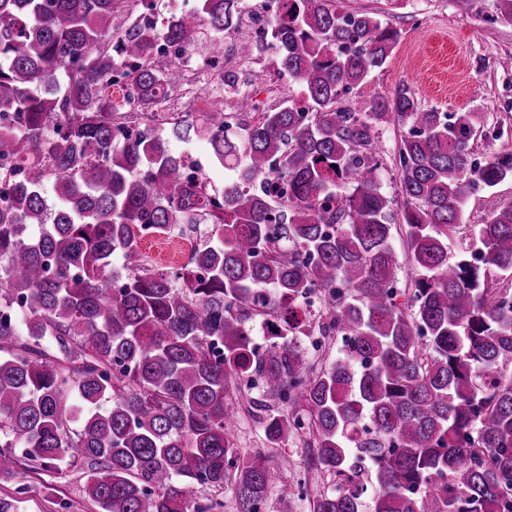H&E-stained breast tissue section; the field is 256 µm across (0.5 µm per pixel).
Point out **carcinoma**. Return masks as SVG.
Here are the masks:
<instances>
[{"mask_svg":"<svg viewBox=\"0 0 512 512\" xmlns=\"http://www.w3.org/2000/svg\"><path fill=\"white\" fill-rule=\"evenodd\" d=\"M289 2L269 36L302 106L246 96L172 122L211 146L217 189L186 180L153 108L204 30L224 59L234 0L167 18L173 57L156 52L155 0L116 37L123 0H0V471L18 450L59 474L83 460L100 512H214L186 484L230 481L239 512H261L265 459L230 440L245 379L266 441L309 435L339 479L313 512H362L370 488V512H512V200L476 225V261L448 257L469 192L512 178V151L476 167L475 113L356 93L397 32ZM118 70L134 115L109 93ZM391 124L398 208L380 186ZM186 224L206 225L186 264L142 267L134 229ZM395 224L416 270L401 304ZM314 335L347 346L319 366L286 340Z\"/></svg>","mask_w":512,"mask_h":512,"instance_id":"carcinoma-1","label":"carcinoma"}]
</instances>
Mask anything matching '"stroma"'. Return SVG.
I'll use <instances>...</instances> for the list:
<instances>
[{
	"label": "stroma",
	"instance_id": "obj_1",
	"mask_svg": "<svg viewBox=\"0 0 512 512\" xmlns=\"http://www.w3.org/2000/svg\"><path fill=\"white\" fill-rule=\"evenodd\" d=\"M339 11L364 10L376 13L399 33L397 46L387 65L374 72L360 87L362 96H392L398 87L414 92L419 104L440 112H476L487 133L479 137L474 154L512 149V23L500 18L501 0H474L471 8L455 0H331ZM272 51L263 60L225 61L224 68L246 80L245 90L228 88L224 108H239L241 93L270 107L296 94L297 85L287 75L268 76ZM186 80L177 97L163 103L155 124L168 128L172 118L193 111L194 99L216 81L206 59L205 46H198L184 65ZM501 128V139L489 138L490 130ZM512 198V179L480 187L469 194L464 207L461 233L448 241L449 255H456L464 238L472 237L474 225L485 222L501 200ZM231 440L240 453L259 454L271 472L265 512H311L312 499L333 493L335 474L309 466L310 454L300 437L289 439L282 448L268 445L258 417L239 410ZM88 468L76 462L64 476L42 469L16 468L0 473V498L19 499V512H98L85 493ZM305 482L309 491L291 499L279 494L281 482ZM26 493H19V486Z\"/></svg>",
	"mask_w": 512,
	"mask_h": 512
}]
</instances>
